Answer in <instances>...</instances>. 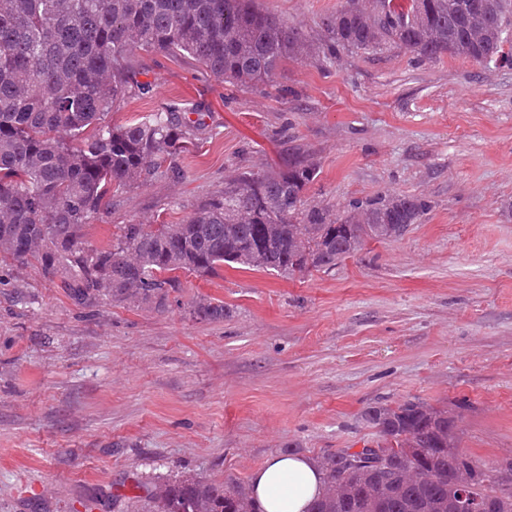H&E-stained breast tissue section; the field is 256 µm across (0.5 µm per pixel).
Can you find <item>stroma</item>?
Masks as SVG:
<instances>
[{"instance_id":"stroma-1","label":"stroma","mask_w":512,"mask_h":512,"mask_svg":"<svg viewBox=\"0 0 512 512\" xmlns=\"http://www.w3.org/2000/svg\"><path fill=\"white\" fill-rule=\"evenodd\" d=\"M318 43L344 0H257ZM144 96L104 121L174 111L201 120L179 176L112 191L87 224H177L241 172L297 157L309 205L415 195L429 212L327 271L284 277L228 265L179 273L166 308L80 304L36 263L0 267V512H127L134 476L248 486L275 456L371 443V406L447 409L459 450L512 457V65L389 49L304 54L245 89L194 60L142 53ZM221 322L196 320L203 299ZM193 317L197 320L215 322L222 321L227 316L222 301L213 302L205 300L197 303L192 310Z\"/></svg>"}]
</instances>
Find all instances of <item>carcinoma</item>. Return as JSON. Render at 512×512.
I'll use <instances>...</instances> for the list:
<instances>
[{
  "label": "carcinoma",
  "instance_id": "cac0c4a2",
  "mask_svg": "<svg viewBox=\"0 0 512 512\" xmlns=\"http://www.w3.org/2000/svg\"><path fill=\"white\" fill-rule=\"evenodd\" d=\"M508 0H379L367 17L345 0L323 25L322 52H377L396 47L419 62L444 55L509 63ZM312 50L305 34L255 0H0V262H37L64 278L77 302L111 297L133 305H167L174 271L205 275L222 264L288 276L330 269L366 240L401 236L430 209L417 196H380L356 205L353 224L308 207L317 178L296 158L278 169L245 172L200 203L180 224L149 230L122 224L112 246L98 249L82 228L110 188L178 175L177 159L193 143L172 112L143 121L100 124L114 101L149 86L137 80L138 53L187 56L242 88L273 81L280 64ZM208 322L227 316L224 302L192 310ZM365 420L374 445L322 458L325 492L308 512H512V458L496 473L459 451L448 411L419 400L371 406ZM135 512H257L248 491L200 477L156 485L136 478Z\"/></svg>",
  "mask_w": 512,
  "mask_h": 512
}]
</instances>
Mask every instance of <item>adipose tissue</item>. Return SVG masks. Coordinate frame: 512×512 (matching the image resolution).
<instances>
[{
  "instance_id": "obj_1",
  "label": "adipose tissue",
  "mask_w": 512,
  "mask_h": 512,
  "mask_svg": "<svg viewBox=\"0 0 512 512\" xmlns=\"http://www.w3.org/2000/svg\"><path fill=\"white\" fill-rule=\"evenodd\" d=\"M250 490L261 512H305L324 493L325 484L314 460L277 456L252 471Z\"/></svg>"
}]
</instances>
